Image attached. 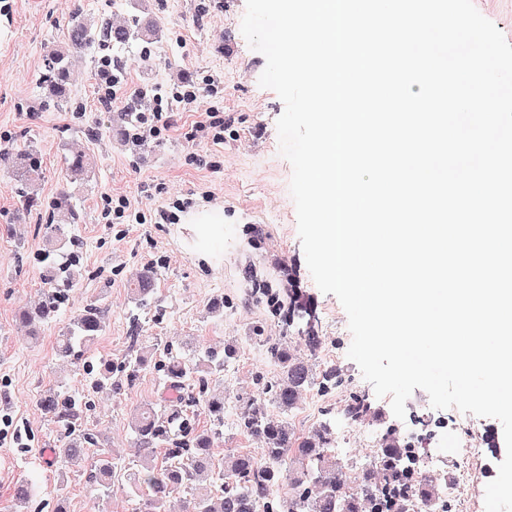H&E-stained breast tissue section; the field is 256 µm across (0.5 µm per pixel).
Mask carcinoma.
Listing matches in <instances>:
<instances>
[{
	"instance_id": "1",
	"label": "carcinoma",
	"mask_w": 512,
	"mask_h": 512,
	"mask_svg": "<svg viewBox=\"0 0 512 512\" xmlns=\"http://www.w3.org/2000/svg\"><path fill=\"white\" fill-rule=\"evenodd\" d=\"M159 26L152 20L134 16L118 25L107 20L96 24L75 21L68 29L66 49L54 50L45 65L44 82L50 97L44 106L60 107L68 102V56L71 49L92 46L107 47L120 52L134 41L152 40L158 35ZM144 102L138 94L127 97L124 105L125 119L135 123ZM17 193L25 207L38 204L33 186L41 178L40 156L27 150L13 161ZM80 223V212L66 197H61L49 211L46 230L55 235L62 224ZM75 272L69 270L61 279H51V287L44 290V299L34 311L22 314L30 334L38 333L37 325L54 315L63 289L73 284ZM157 271L144 268L133 273L129 280L131 298L143 304L153 294ZM282 321L289 327L299 326L300 340L305 349L316 350L321 338L315 311L312 308L288 305L281 311ZM106 326L103 311L90 305L74 315L59 336L58 352L63 357L77 356L101 336ZM269 349L280 364L278 378L270 384L273 401L280 410L290 412L298 405L301 393L316 385L323 391L336 389L343 384L341 371L334 367L316 374L301 356L291 353L288 342H269ZM228 364L227 354L214 349L197 350L191 357L170 356L162 365L167 388L180 390L185 383L202 380L224 373ZM212 418V427L192 433L185 441L174 438L180 432L175 420L164 419L163 413L152 405L138 410L131 421V429L140 447L148 449L141 468L130 470L126 477L133 492L132 512H168L170 496L183 486H191L192 494L184 502L183 512H269L266 502L269 491L283 484L288 494L277 501V512H408L405 498L411 472L406 464V449L393 428L382 436L377 467L385 482V491H374L363 484L360 491L343 495L340 479L336 477V420L321 423L308 437H297L283 423L269 420L263 404L251 399L241 408L240 422L251 435L261 438L265 445L263 461L249 454L229 457L223 469L214 467L211 456L213 438L224 427V397L211 396L205 400ZM41 410L56 422L71 430L65 447L56 450L55 460L60 467L90 453L97 444L95 438L82 430L72 431L83 419L82 406L74 399L50 390L39 399ZM351 415L365 420L371 413L367 400L355 396L348 404ZM156 448L168 449V463H155L150 454ZM115 457L108 449H101L93 457L88 481L96 490L108 495L112 492V472ZM434 477L426 472L418 478L415 493L427 502L435 500Z\"/></svg>"
}]
</instances>
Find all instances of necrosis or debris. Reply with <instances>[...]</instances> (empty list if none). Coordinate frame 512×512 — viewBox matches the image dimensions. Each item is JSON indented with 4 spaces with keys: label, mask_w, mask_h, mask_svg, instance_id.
<instances>
[{
    "label": "necrosis or debris",
    "mask_w": 512,
    "mask_h": 512,
    "mask_svg": "<svg viewBox=\"0 0 512 512\" xmlns=\"http://www.w3.org/2000/svg\"><path fill=\"white\" fill-rule=\"evenodd\" d=\"M336 413L345 425L336 435L337 447L355 442L360 449L362 469H369L377 458V433L348 417L345 403H337ZM394 426L402 435L413 472L443 469L447 451L455 453L452 478L438 489L436 505L415 497L410 512H485V487L498 460L497 454L487 452L483 446L487 436L485 425L470 415L451 417L427 405L408 418L395 420Z\"/></svg>",
    "instance_id": "obj_1"
}]
</instances>
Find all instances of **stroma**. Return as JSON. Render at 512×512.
<instances>
[{
  "label": "stroma",
  "mask_w": 512,
  "mask_h": 512,
  "mask_svg": "<svg viewBox=\"0 0 512 512\" xmlns=\"http://www.w3.org/2000/svg\"><path fill=\"white\" fill-rule=\"evenodd\" d=\"M137 0H0V418H11L22 434V447L0 444V512H56L65 497L68 512H131L126 470L142 460L130 420L142 405L165 395L164 377L148 365L128 377L124 364L138 348L188 355L193 350L233 349L224 374L210 380L207 392L223 396L232 414L213 445L215 464L238 453L263 458V445L241 427L236 407L254 396L261 382L272 381L278 365L260 359L266 338H296L273 316L267 293H249L248 273L281 292L288 268H295L300 287L316 309L323 336L320 353L310 359L314 369L327 367V355L339 353L344 382L339 399L372 398L373 407L391 415L390 405L374 400V390L346 352L352 335L339 300L323 293L308 270L297 231L296 208L290 194L292 167L279 148L276 121L284 105L277 94L261 87L266 61L250 48L241 33L246 0H139L145 18L155 19L160 33L146 49L134 44L123 50L127 93L146 87H167L189 78L219 81L220 97L203 98L191 112H182L166 140L128 144V126L121 115L123 100L102 109L100 54L76 51L69 58L70 101L65 108L41 110L47 93L42 76L51 51L67 41L72 20L95 23L123 20ZM218 107L227 127L224 142L212 144L192 136L209 107ZM35 149L44 176L36 186L39 207L24 209L10 173V156ZM90 159L84 179L67 175L73 154ZM67 193L81 213L77 224L63 225L61 246L51 250L44 232L46 208ZM123 196L145 216H153L175 197L190 199L195 210L220 207L223 223L214 225V240L200 224H106L101 212L109 198ZM76 258L79 281L68 289L55 315L44 322L38 339L25 336L19 325L21 307L42 300L48 270ZM152 267L158 280L143 305L132 302L127 281ZM222 313H210L213 302ZM101 306L106 327L77 358L56 352L60 330L89 305ZM110 363L115 389H99L93 374L100 362ZM57 390L83 401L86 426L98 445L121 456L112 478V493L96 495L87 481L89 461L60 469L52 455L64 441L65 429L45 415L39 399ZM269 419L308 434L325 420L328 405L315 389L305 390L297 408L285 413L265 402ZM29 481L34 497L25 504L13 497L15 484Z\"/></svg>",
  "instance_id": "obj_1"
}]
</instances>
